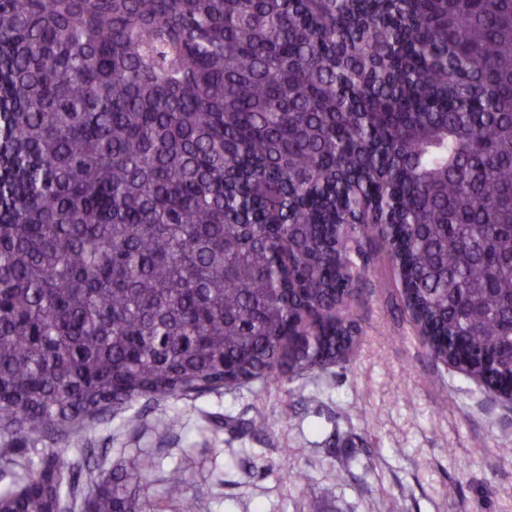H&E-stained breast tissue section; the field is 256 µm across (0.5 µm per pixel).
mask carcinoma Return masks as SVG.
<instances>
[{"mask_svg": "<svg viewBox=\"0 0 512 512\" xmlns=\"http://www.w3.org/2000/svg\"><path fill=\"white\" fill-rule=\"evenodd\" d=\"M338 224L508 398L512 0H0L1 433L350 361ZM155 466L52 454L0 512H146Z\"/></svg>", "mask_w": 512, "mask_h": 512, "instance_id": "cac0c4a2", "label": "carcinoma"}]
</instances>
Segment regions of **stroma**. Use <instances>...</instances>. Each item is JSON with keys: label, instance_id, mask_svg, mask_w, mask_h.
<instances>
[{"label": "stroma", "instance_id": "obj_1", "mask_svg": "<svg viewBox=\"0 0 512 512\" xmlns=\"http://www.w3.org/2000/svg\"><path fill=\"white\" fill-rule=\"evenodd\" d=\"M360 251L350 362L196 399H137L89 434L99 463L151 456L150 512H177L165 480L178 464L200 512H308L313 500L320 512H512V404L429 356L381 240ZM172 416L182 429L163 428Z\"/></svg>", "mask_w": 512, "mask_h": 512}]
</instances>
